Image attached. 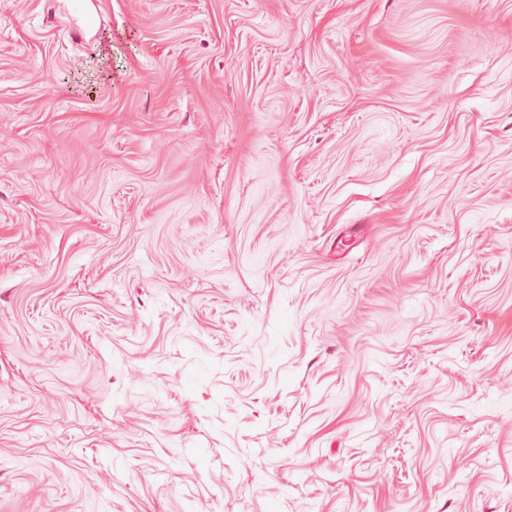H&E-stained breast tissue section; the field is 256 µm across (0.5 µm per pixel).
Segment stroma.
<instances>
[{
	"instance_id": "stroma-1",
	"label": "stroma",
	"mask_w": 512,
	"mask_h": 512,
	"mask_svg": "<svg viewBox=\"0 0 512 512\" xmlns=\"http://www.w3.org/2000/svg\"><path fill=\"white\" fill-rule=\"evenodd\" d=\"M0 0V512H512V0Z\"/></svg>"
}]
</instances>
